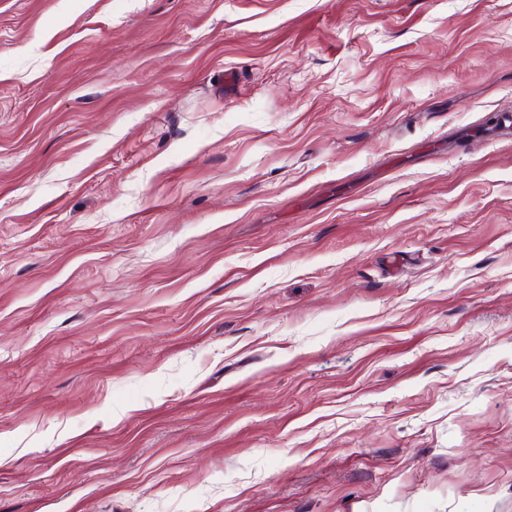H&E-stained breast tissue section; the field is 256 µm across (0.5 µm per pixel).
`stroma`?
<instances>
[{"label":"stroma","mask_w":512,"mask_h":512,"mask_svg":"<svg viewBox=\"0 0 512 512\" xmlns=\"http://www.w3.org/2000/svg\"><path fill=\"white\" fill-rule=\"evenodd\" d=\"M0 512H512V0H0Z\"/></svg>","instance_id":"stroma-1"}]
</instances>
